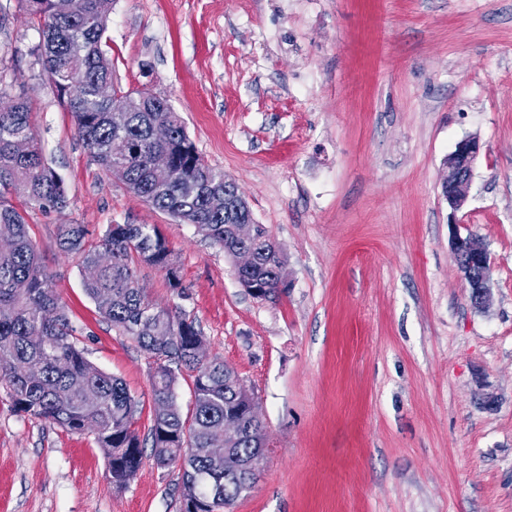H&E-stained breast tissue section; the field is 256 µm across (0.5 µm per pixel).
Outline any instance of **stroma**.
<instances>
[{"mask_svg": "<svg viewBox=\"0 0 512 512\" xmlns=\"http://www.w3.org/2000/svg\"><path fill=\"white\" fill-rule=\"evenodd\" d=\"M40 31L0 0V102L31 124L65 207H22L79 345L142 403L152 361L82 288L57 228L156 225L181 291L136 266L149 299L195 319L208 357L257 401L267 457L234 512H512V0H114L115 86L168 99L285 257L288 291L254 298L195 227L98 165L49 82ZM482 152L465 204L442 194L456 144ZM490 261L476 307L454 251ZM181 473L144 453L113 487L93 434L0 393V512H181Z\"/></svg>", "mask_w": 512, "mask_h": 512, "instance_id": "stroma-1", "label": "stroma"}]
</instances>
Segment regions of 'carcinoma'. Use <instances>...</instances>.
I'll list each match as a JSON object with an SVG mask.
<instances>
[{
    "instance_id": "1",
    "label": "carcinoma",
    "mask_w": 512,
    "mask_h": 512,
    "mask_svg": "<svg viewBox=\"0 0 512 512\" xmlns=\"http://www.w3.org/2000/svg\"><path fill=\"white\" fill-rule=\"evenodd\" d=\"M20 4L37 19L47 75L95 161L110 173L113 153H120L121 180L134 194L193 225L227 256L236 254L241 243L232 227L250 211L209 207L214 192L234 196V183L224 170L204 162L179 113L141 91L117 88L110 101L95 96L98 82L112 80V60L101 47L112 0H78L76 13L61 11L56 0ZM119 104L130 109L121 133L112 130L111 121V109ZM156 123L170 125L168 144L153 141ZM19 138L30 140L29 154L14 151ZM160 152L172 158L168 171L153 167ZM17 192L42 210L66 203L63 182L45 161L23 96L14 111L0 112V392L17 411L72 433L90 432L99 447L112 449L109 478L121 489L143 458L135 428L138 401L120 378L94 366L79 348L77 330L52 288L53 274L31 240L23 212L10 203L9 196ZM57 242L62 253L78 256L83 287L112 329L131 337L153 359L149 436L156 465L180 468L181 497L197 502L198 512H233L244 497L243 465L265 443V425L250 418L253 393L237 374L223 361L198 354L205 339L195 320L155 307L140 288L134 271L139 263L159 269L172 288H181L174 250L152 224H109L95 241L85 225L62 224ZM252 247L257 261L245 279L256 285L253 297L274 299L287 292L278 276L280 249L269 233L263 232ZM457 260L468 283L482 278L484 268L469 267L467 251L458 252ZM158 322L167 325L169 338H152ZM183 371L193 374L189 417L177 403ZM226 418L240 420L243 432L230 443L226 457L215 459L207 448L224 438Z\"/></svg>"
}]
</instances>
